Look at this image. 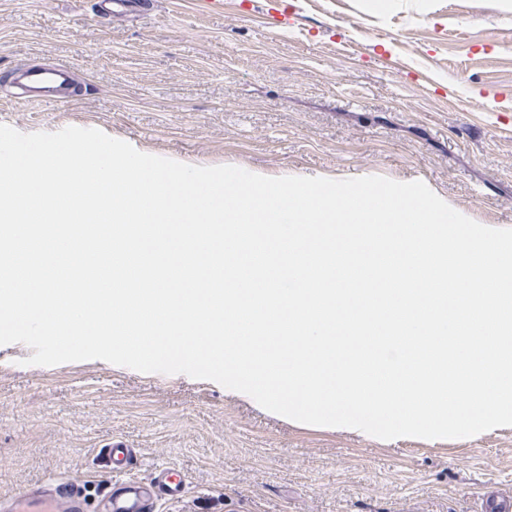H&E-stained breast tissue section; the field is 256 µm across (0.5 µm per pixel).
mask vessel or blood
Instances as JSON below:
<instances>
[{"instance_id": "b4317fda", "label": "vessel or blood", "mask_w": 512, "mask_h": 512, "mask_svg": "<svg viewBox=\"0 0 512 512\" xmlns=\"http://www.w3.org/2000/svg\"><path fill=\"white\" fill-rule=\"evenodd\" d=\"M21 78L32 91V97L42 100L65 94L70 69L61 65L51 69L19 66ZM110 475V491L99 512H155L154 504L162 497L181 496L185 479L173 468L166 467L148 479L133 480L128 476L133 467L134 449L116 441L104 450ZM83 492L78 483H56L47 480L22 490L16 500L0 504V512H17L20 503L41 504V512H83Z\"/></svg>"}]
</instances>
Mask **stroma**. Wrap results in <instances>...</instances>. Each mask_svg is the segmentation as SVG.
Masks as SVG:
<instances>
[{
	"label": "stroma",
	"instance_id": "35a3bbf8",
	"mask_svg": "<svg viewBox=\"0 0 512 512\" xmlns=\"http://www.w3.org/2000/svg\"><path fill=\"white\" fill-rule=\"evenodd\" d=\"M0 0V124L97 128L185 164L271 177L420 180L467 217L512 228V0ZM65 63L73 97L16 93L20 63ZM0 346V499L90 476L137 451L186 491L161 512H486L512 498V427L388 443L288 420L220 384L101 360L28 366Z\"/></svg>",
	"mask_w": 512,
	"mask_h": 512
}]
</instances>
